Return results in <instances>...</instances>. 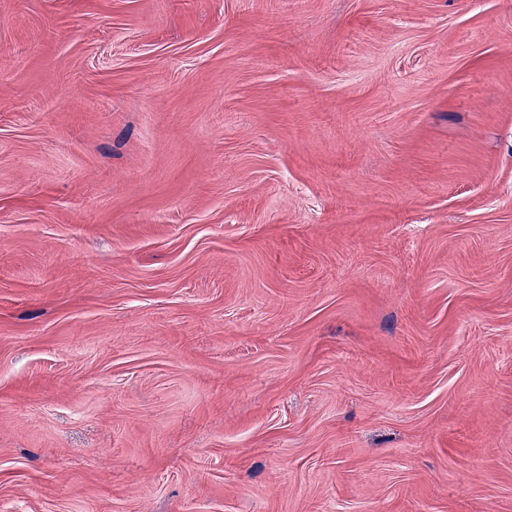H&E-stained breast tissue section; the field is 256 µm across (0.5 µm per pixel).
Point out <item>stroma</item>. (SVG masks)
I'll return each mask as SVG.
<instances>
[{"mask_svg": "<svg viewBox=\"0 0 512 512\" xmlns=\"http://www.w3.org/2000/svg\"><path fill=\"white\" fill-rule=\"evenodd\" d=\"M0 512H512V0H0Z\"/></svg>", "mask_w": 512, "mask_h": 512, "instance_id": "1", "label": "stroma"}]
</instances>
